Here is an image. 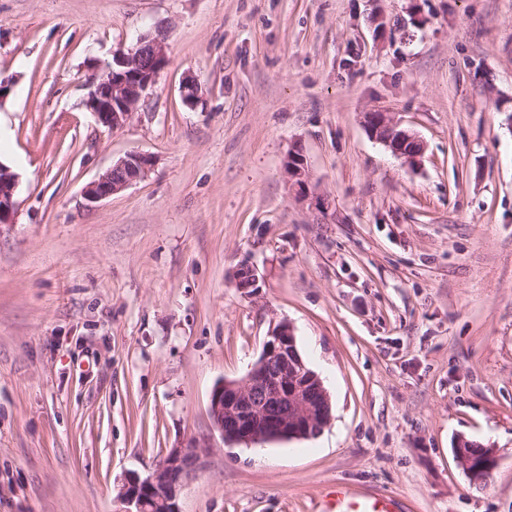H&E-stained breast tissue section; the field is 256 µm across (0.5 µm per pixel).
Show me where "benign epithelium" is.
<instances>
[{"label": "benign epithelium", "instance_id": "benign-epithelium-1", "mask_svg": "<svg viewBox=\"0 0 512 512\" xmlns=\"http://www.w3.org/2000/svg\"><path fill=\"white\" fill-rule=\"evenodd\" d=\"M168 64L162 34H146L137 44L114 56L96 78L86 102L97 123L110 130L121 128L138 109L146 90ZM365 125L370 134L391 152L415 166L424 152L423 142L402 129L385 112H369ZM151 159L130 154L90 182L86 199L93 203L109 197L145 175ZM288 174L302 193H307V172L299 151L289 156ZM16 177L0 164V224H11L17 212ZM211 428L226 444L305 439L318 435L331 419L329 395L319 375L307 367L287 322L274 326L256 363L241 380L217 384L210 396ZM457 462L471 480L481 482L496 467L491 448L473 451V442L459 439L454 447ZM204 467L194 445L167 450L145 477L129 476L121 488L131 512H180L179 499L185 483Z\"/></svg>", "mask_w": 512, "mask_h": 512}]
</instances>
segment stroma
I'll list each match as a JSON object with an SVG mask.
<instances>
[{
	"instance_id": "35a3bbf8",
	"label": "stroma",
	"mask_w": 512,
	"mask_h": 512,
	"mask_svg": "<svg viewBox=\"0 0 512 512\" xmlns=\"http://www.w3.org/2000/svg\"><path fill=\"white\" fill-rule=\"evenodd\" d=\"M156 31L168 65L99 126L93 75ZM0 83V512H126L124 478L187 443L181 512H322L338 484L512 512V0H0ZM374 111L419 165L370 137ZM139 153L144 178L86 200ZM282 321L331 420L225 444L211 391ZM460 436L495 450L484 483ZM364 122L370 134L384 143L394 155L404 158L411 166L420 163L424 152L423 142L415 134L400 128L386 112H369ZM16 177L0 164V224H11L17 212L15 201Z\"/></svg>"
}]
</instances>
